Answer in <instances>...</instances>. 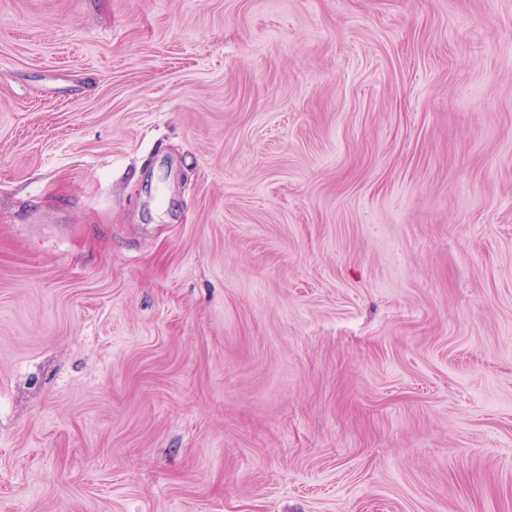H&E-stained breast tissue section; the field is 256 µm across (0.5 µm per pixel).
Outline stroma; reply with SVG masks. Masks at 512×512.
<instances>
[{"mask_svg":"<svg viewBox=\"0 0 512 512\" xmlns=\"http://www.w3.org/2000/svg\"><path fill=\"white\" fill-rule=\"evenodd\" d=\"M0 512H512V0H0Z\"/></svg>","mask_w":512,"mask_h":512,"instance_id":"obj_1","label":"stroma"}]
</instances>
